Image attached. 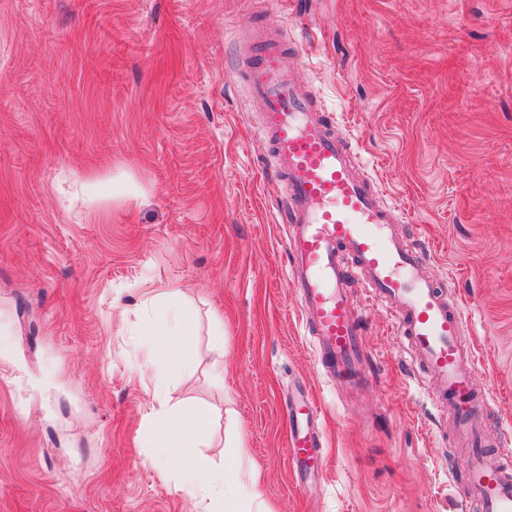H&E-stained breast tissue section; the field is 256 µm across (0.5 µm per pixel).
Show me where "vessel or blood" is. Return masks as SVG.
Listing matches in <instances>:
<instances>
[{"mask_svg":"<svg viewBox=\"0 0 512 512\" xmlns=\"http://www.w3.org/2000/svg\"><path fill=\"white\" fill-rule=\"evenodd\" d=\"M252 44L258 52L248 60V94L259 114V139L287 188L289 280L321 364L352 382L364 380L353 289H369L394 318L429 394L452 424L456 446L468 454L459 477L465 498L477 500L482 512H512V438H500L492 456L481 452L480 421L492 400L474 386L476 361L461 341L466 316L426 275L420 248L394 230L399 211L359 175L347 140L290 74L280 18L269 17ZM289 423L291 466L325 468L323 455L299 454L320 444L310 421L294 414Z\"/></svg>","mask_w":512,"mask_h":512,"instance_id":"1","label":"vessel or blood"}]
</instances>
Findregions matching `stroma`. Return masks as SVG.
Wrapping results in <instances>:
<instances>
[{
	"instance_id": "obj_1",
	"label": "stroma",
	"mask_w": 512,
	"mask_h": 512,
	"mask_svg": "<svg viewBox=\"0 0 512 512\" xmlns=\"http://www.w3.org/2000/svg\"><path fill=\"white\" fill-rule=\"evenodd\" d=\"M270 14L467 316L488 436H512V0H0V512H189L143 441L177 402L213 411L198 453L218 465L233 414L275 512H479L367 290L368 383L326 374L304 332L285 187L246 96V33ZM148 279L182 282L195 319L193 360L158 384L134 376L149 354L128 334ZM301 393L327 456L304 478ZM296 407L297 406L291 408L289 420L290 436L288 446L290 448L288 449V452L290 464L293 467L296 466L308 470L310 460H315L319 471H322L326 467V460L322 454L317 453L315 456L312 455L308 458H304L299 455L298 448H318L320 445V439L308 418L310 407L307 405L308 412L305 420L298 417Z\"/></svg>"
}]
</instances>
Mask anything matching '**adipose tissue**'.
<instances>
[{
    "label": "adipose tissue",
    "instance_id": "adipose-tissue-1",
    "mask_svg": "<svg viewBox=\"0 0 512 512\" xmlns=\"http://www.w3.org/2000/svg\"><path fill=\"white\" fill-rule=\"evenodd\" d=\"M180 285L153 286L145 298L151 307L149 326L140 327L142 344L153 353L155 375H162L165 367L188 362L193 355V320L181 304ZM212 415L207 411L176 409L156 412L147 431V442L160 449L154 466L161 478L179 473L183 485L193 500L194 512H242L240 497L224 494L226 484L240 489L257 490L260 475L254 470H242L237 461L214 467L197 455V440L210 428Z\"/></svg>",
    "mask_w": 512,
    "mask_h": 512
}]
</instances>
